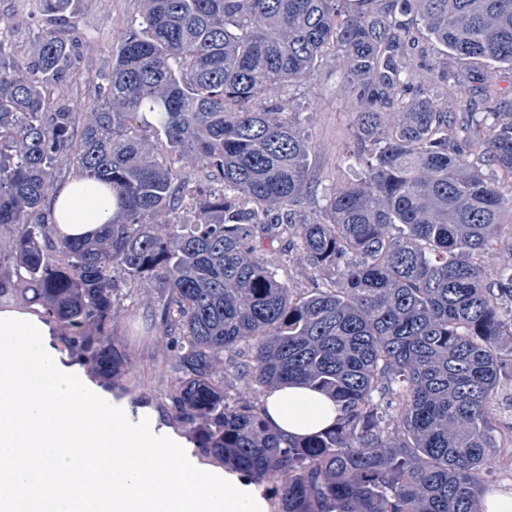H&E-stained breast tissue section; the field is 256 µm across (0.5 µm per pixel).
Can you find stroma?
<instances>
[{"label":"stroma","mask_w":512,"mask_h":512,"mask_svg":"<svg viewBox=\"0 0 512 512\" xmlns=\"http://www.w3.org/2000/svg\"><path fill=\"white\" fill-rule=\"evenodd\" d=\"M142 0H79L78 8L63 28L82 42L79 70L64 89H50L51 97H65L77 105L94 102L97 88L112 70L114 39L142 13ZM39 0H0V40L24 46L37 35L34 18ZM294 118L309 134L315 147L311 159L312 178L319 189L306 201V208L321 205L322 189L336 182L338 157L354 142L346 113L347 99L335 64L321 68L315 80L293 90ZM113 332L124 346L132 365L111 380L93 375L92 380L114 399L128 403L144 400L159 412H166L175 372L173 354L160 326L144 315L136 298L122 299Z\"/></svg>","instance_id":"stroma-1"}]
</instances>
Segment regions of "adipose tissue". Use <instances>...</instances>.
Wrapping results in <instances>:
<instances>
[{"mask_svg": "<svg viewBox=\"0 0 512 512\" xmlns=\"http://www.w3.org/2000/svg\"><path fill=\"white\" fill-rule=\"evenodd\" d=\"M56 230L91 238L116 210L80 176L50 201ZM36 305L0 304V512H267L260 491L200 464L154 409L114 400L54 340ZM269 422L289 438L329 428L334 399L304 385L271 389Z\"/></svg>", "mask_w": 512, "mask_h": 512, "instance_id": "ef3b65f1", "label": "adipose tissue"}]
</instances>
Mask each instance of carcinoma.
Here are the masks:
<instances>
[{
	"mask_svg": "<svg viewBox=\"0 0 512 512\" xmlns=\"http://www.w3.org/2000/svg\"><path fill=\"white\" fill-rule=\"evenodd\" d=\"M77 2L40 0L28 50L0 41V252L18 267L0 297L39 303L112 377L130 363L114 308L154 289L171 417L277 482V512H480L493 450L512 469L494 417L512 383V264H481L512 214V101L484 73L512 67V0H143L82 125L46 95L77 74L79 40L59 32ZM426 42L438 70L416 57ZM330 56L357 145L337 169L362 177L306 212L312 142L260 101ZM184 158L220 188H191ZM63 159L116 200L92 240L55 235ZM188 201L193 223L157 222ZM296 255L306 291L279 276ZM222 353L238 379L302 383L339 416L284 437L263 405L230 400Z\"/></svg>",
	"mask_w": 512,
	"mask_h": 512,
	"instance_id": "obj_1",
	"label": "carcinoma"
}]
</instances>
